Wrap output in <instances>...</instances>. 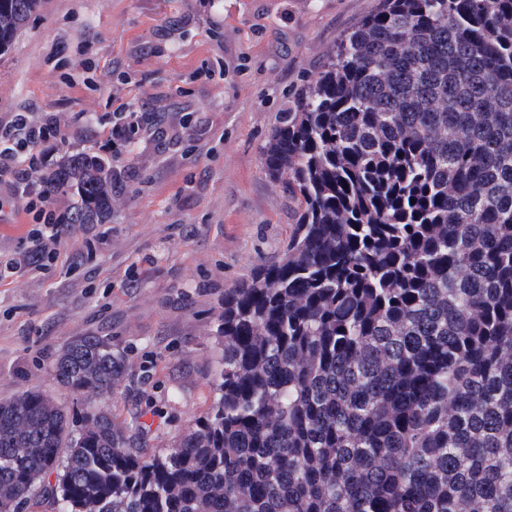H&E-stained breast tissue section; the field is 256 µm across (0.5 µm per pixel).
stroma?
Masks as SVG:
<instances>
[{"mask_svg":"<svg viewBox=\"0 0 512 512\" xmlns=\"http://www.w3.org/2000/svg\"><path fill=\"white\" fill-rule=\"evenodd\" d=\"M379 0H41L0 58V117H55L63 158L93 156L112 102L156 112L178 136L145 139L112 196L94 262L0 288V399L26 390L70 405L58 351L99 336L129 364L110 401L144 455L211 407L224 291L278 257L296 217L262 148L328 53Z\"/></svg>","mask_w":512,"mask_h":512,"instance_id":"1","label":"stroma"}]
</instances>
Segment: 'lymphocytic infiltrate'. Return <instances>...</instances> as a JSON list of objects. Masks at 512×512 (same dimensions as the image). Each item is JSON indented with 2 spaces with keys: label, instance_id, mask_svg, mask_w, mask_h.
Segmentation results:
<instances>
[{
  "label": "lymphocytic infiltrate",
  "instance_id": "obj_1",
  "mask_svg": "<svg viewBox=\"0 0 512 512\" xmlns=\"http://www.w3.org/2000/svg\"><path fill=\"white\" fill-rule=\"evenodd\" d=\"M163 138V128L152 127L149 118L132 111L123 102L111 120L99 121L97 142L100 149H110L113 142L138 144L146 134ZM65 135L53 122H40L28 112H15L0 119V221L22 212L31 215L34 224L28 232L23 250L0 252V283L27 273H46L57 268L59 261L79 267L97 257L100 238H86L75 249L67 242L73 235L68 212L56 205V193L47 169Z\"/></svg>",
  "mask_w": 512,
  "mask_h": 512
}]
</instances>
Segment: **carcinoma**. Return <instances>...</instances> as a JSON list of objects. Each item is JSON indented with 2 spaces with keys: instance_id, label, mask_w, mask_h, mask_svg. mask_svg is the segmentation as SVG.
Wrapping results in <instances>:
<instances>
[{
  "instance_id": "cac0c4a2",
  "label": "carcinoma",
  "mask_w": 512,
  "mask_h": 512,
  "mask_svg": "<svg viewBox=\"0 0 512 512\" xmlns=\"http://www.w3.org/2000/svg\"><path fill=\"white\" fill-rule=\"evenodd\" d=\"M262 159L296 222L224 290L210 410L144 457L102 405L125 358L79 336L72 407L0 400V512H512V0H380ZM55 182L111 216L112 162Z\"/></svg>"
}]
</instances>
